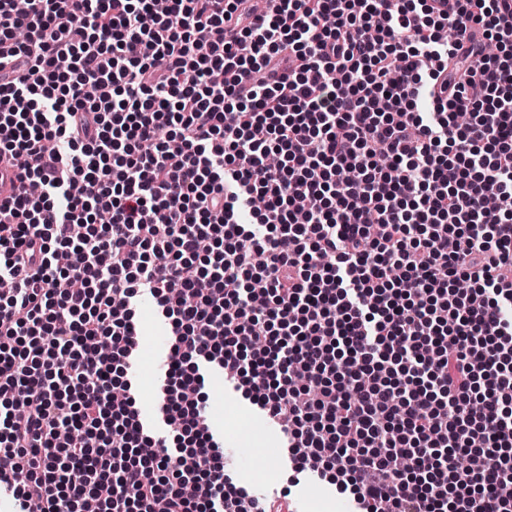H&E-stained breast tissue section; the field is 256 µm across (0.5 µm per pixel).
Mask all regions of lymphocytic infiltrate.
<instances>
[{
  "label": "lymphocytic infiltrate",
  "mask_w": 512,
  "mask_h": 512,
  "mask_svg": "<svg viewBox=\"0 0 512 512\" xmlns=\"http://www.w3.org/2000/svg\"><path fill=\"white\" fill-rule=\"evenodd\" d=\"M152 11L0 0V161L25 159L0 200V492L286 512L225 470L218 372L356 512H512V0ZM256 197L260 236L234 219ZM146 295L162 438L128 379ZM475 453L494 466L458 468Z\"/></svg>",
  "instance_id": "lymphocytic-infiltrate-1"
}]
</instances>
